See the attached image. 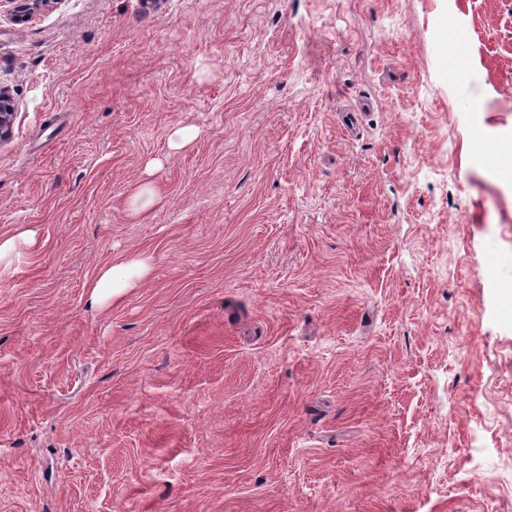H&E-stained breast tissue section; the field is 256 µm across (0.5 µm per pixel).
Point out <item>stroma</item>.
Instances as JSON below:
<instances>
[{"mask_svg": "<svg viewBox=\"0 0 512 512\" xmlns=\"http://www.w3.org/2000/svg\"><path fill=\"white\" fill-rule=\"evenodd\" d=\"M0 87V512H512V0L5 2ZM34 242V234L26 229H21L14 235L0 236V263L14 257L21 243L33 245ZM150 272L148 258L134 254L102 270L90 283V298L94 303L106 304L121 298L135 288Z\"/></svg>", "mask_w": 512, "mask_h": 512, "instance_id": "1", "label": "stroma"}]
</instances>
